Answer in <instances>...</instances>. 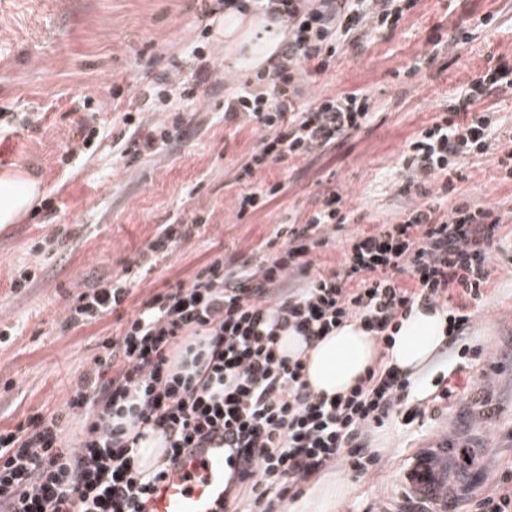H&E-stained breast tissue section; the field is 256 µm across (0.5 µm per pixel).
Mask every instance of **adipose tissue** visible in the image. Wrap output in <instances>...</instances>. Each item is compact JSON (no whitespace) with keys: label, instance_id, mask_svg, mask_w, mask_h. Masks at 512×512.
Returning <instances> with one entry per match:
<instances>
[{"label":"adipose tissue","instance_id":"1","mask_svg":"<svg viewBox=\"0 0 512 512\" xmlns=\"http://www.w3.org/2000/svg\"><path fill=\"white\" fill-rule=\"evenodd\" d=\"M224 38L238 49L236 64L247 70L266 62L283 38L278 19L262 13L252 16L235 7H226ZM37 181L18 170L0 173V224H14L27 213L40 196ZM448 316L438 309L416 307L403 319L388 352L391 364L416 376L436 359L447 340ZM280 348L288 357L304 356L306 379L318 394H346L375 365L379 346L374 336L352 322L338 329L335 335L305 344L302 337H282Z\"/></svg>","mask_w":512,"mask_h":512}]
</instances>
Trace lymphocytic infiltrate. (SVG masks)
I'll return each mask as SVG.
<instances>
[{"label": "lymphocytic infiltrate", "mask_w": 512, "mask_h": 512, "mask_svg": "<svg viewBox=\"0 0 512 512\" xmlns=\"http://www.w3.org/2000/svg\"><path fill=\"white\" fill-rule=\"evenodd\" d=\"M288 35L269 72L237 80L224 97V120L250 124L258 148L240 162L236 202L245 218L276 198L279 180L266 170L285 159L314 156L371 120L360 91L307 101L311 82L347 46L395 29L416 0H278ZM212 67L198 57L188 74L161 72L143 99L153 109L159 93L175 87L180 107L192 105ZM512 95V65L487 59L484 68L432 122L410 138L395 187L409 204L398 222L359 231L344 242L334 268L312 256L349 223L343 196L328 188L299 224L281 229L282 247L253 258L216 257L189 282L143 300L116 335L102 337L89 368L61 408L35 412L0 428V512H143L152 486L185 448L225 437L237 449L243 473L231 499L246 512H274L297 499L303 485L336 466L366 477L381 457L366 441L375 428L399 418L412 423L417 384L380 357L344 395L315 394L305 364L278 349L294 333L310 343L350 322L388 346L403 317L416 306L448 314V342L457 344L472 324L473 305L490 284L492 250L508 233L512 207L458 197L468 164L493 157L501 182H512V145H502L503 124L480 103ZM112 149L127 162L159 152L182 131V117L147 135L124 114ZM205 218L162 225L143 252L150 262L173 254L200 234ZM137 279L125 269L72 299L65 328L88 326L124 304ZM81 421L76 445L62 443L70 419ZM165 448L141 469L134 455L149 434Z\"/></svg>", "instance_id": "f902f5d3"}]
</instances>
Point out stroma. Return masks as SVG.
Returning a JSON list of instances; mask_svg holds the SVG:
<instances>
[{"mask_svg": "<svg viewBox=\"0 0 512 512\" xmlns=\"http://www.w3.org/2000/svg\"><path fill=\"white\" fill-rule=\"evenodd\" d=\"M202 7L201 0H0V171L18 169L43 185L31 213L0 224V330L18 331L12 343L0 346L2 428L60 408L99 338L118 332L120 316L134 315L150 294L188 281L216 252L244 257L274 240L279 225L306 213L326 185L336 186L353 215L323 255L340 262L347 238L393 221L406 205L391 181L400 174L407 141L431 121L441 101L469 82L487 55L512 63V34L485 29L469 44L440 51L429 42L433 27L449 35L487 13L512 21V0H418L392 32L346 49L307 95L313 101L364 91L375 113L370 126L313 157L272 165L266 176L283 181V193L240 221L237 163L258 146L260 135L249 125L225 124L223 75L206 85L185 116L182 135L163 151L129 165L112 152V124L123 112L146 126L166 120V113L141 111L140 97L156 74L173 67L188 71L192 47L232 66L223 23L207 32L198 28ZM419 60L422 70L410 74ZM117 87L123 97L116 107ZM84 125L96 131L92 156L68 157ZM458 188L484 204L512 200V184L499 181L489 158L472 161ZM48 203L55 216L42 214ZM197 215L207 218L204 231L154 264L120 314L61 332L59 323L78 292L122 274L161 225ZM62 224L69 235L56 261L32 288L13 292L18 270L41 259L36 245L52 240ZM463 342L483 348L482 357L464 364L457 349L444 347L421 380L429 391L438 376L450 375L458 398L428 403L412 424L395 420L375 429L370 445L382 455L380 466L348 481L331 512L389 507L399 495L402 462L443 429L462 512L502 490L504 474L512 471V252L493 256L491 285Z\"/></svg>", "mask_w": 512, "mask_h": 512, "instance_id": "1", "label": "stroma"}]
</instances>
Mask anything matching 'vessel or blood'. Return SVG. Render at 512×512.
Returning a JSON list of instances; mask_svg holds the SVG:
<instances>
[{
    "label": "vessel or blood",
    "mask_w": 512,
    "mask_h": 512,
    "mask_svg": "<svg viewBox=\"0 0 512 512\" xmlns=\"http://www.w3.org/2000/svg\"><path fill=\"white\" fill-rule=\"evenodd\" d=\"M224 440L188 448L167 476L149 492L145 512H219L226 484L235 483L237 466L227 462ZM401 495L394 512H451L456 493L448 466V440L440 437L410 456L400 469Z\"/></svg>",
    "instance_id": "obj_1"
}]
</instances>
